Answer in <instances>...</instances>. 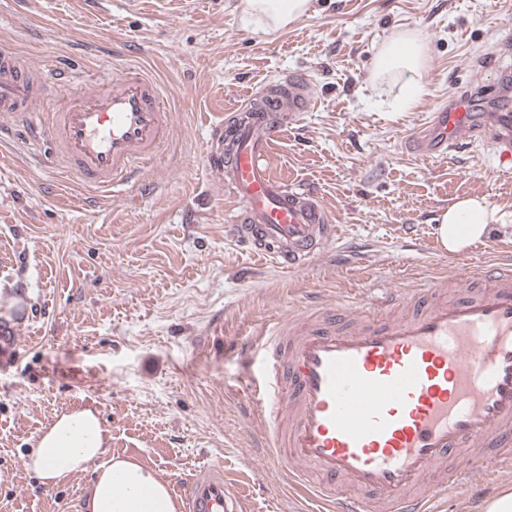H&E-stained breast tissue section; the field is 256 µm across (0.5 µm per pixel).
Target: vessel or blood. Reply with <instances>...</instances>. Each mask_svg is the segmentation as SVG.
I'll use <instances>...</instances> for the list:
<instances>
[{"mask_svg":"<svg viewBox=\"0 0 512 512\" xmlns=\"http://www.w3.org/2000/svg\"><path fill=\"white\" fill-rule=\"evenodd\" d=\"M492 90L458 97L413 134L414 152L447 157L463 142L492 147V165L512 170V34L496 46ZM48 76L0 45V135L27 127L49 143L65 170L91 189L120 195L175 129L158 82L110 65L95 85L63 95L47 122L34 120ZM312 101L304 73L252 91L211 131L206 162L231 206L228 230L290 273L305 271L335 240L316 191L293 186L272 162L276 142ZM477 294L448 298L458 278ZM358 321L342 299L301 310L261 329L265 366L248 391L268 435L266 463L287 466L288 483L324 512H435L458 492L464 468L448 459L493 444L512 469V263L371 300ZM186 512H242L220 469L177 484Z\"/></svg>","mask_w":512,"mask_h":512,"instance_id":"obj_1","label":"vessel or blood"}]
</instances>
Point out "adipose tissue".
Instances as JSON below:
<instances>
[{
	"label": "adipose tissue",
	"mask_w": 512,
	"mask_h": 512,
	"mask_svg": "<svg viewBox=\"0 0 512 512\" xmlns=\"http://www.w3.org/2000/svg\"><path fill=\"white\" fill-rule=\"evenodd\" d=\"M309 8L310 0H242L244 21L271 32L302 18ZM427 57V46L419 34L402 33L383 45L375 70L409 75L405 99L410 102L423 90L420 78ZM494 215L495 209L486 199L458 200L438 217L443 248L456 253L480 240ZM106 442V431L94 410L65 412L38 436L26 467L46 485L94 470L82 512H179L166 483L134 461L108 456Z\"/></svg>",
	"instance_id": "adipose-tissue-1"
}]
</instances>
